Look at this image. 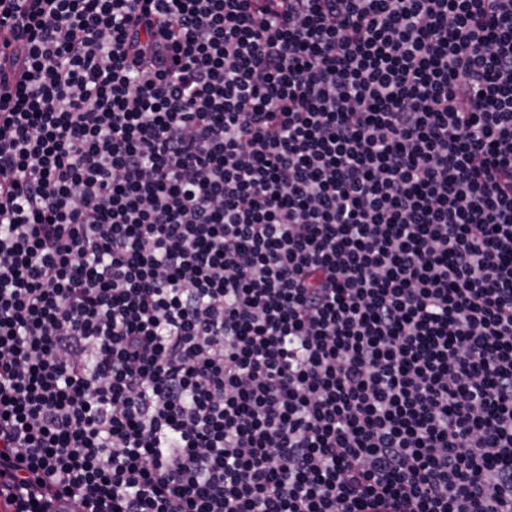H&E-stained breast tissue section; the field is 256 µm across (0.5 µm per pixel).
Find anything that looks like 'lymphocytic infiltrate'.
<instances>
[{"mask_svg": "<svg viewBox=\"0 0 512 512\" xmlns=\"http://www.w3.org/2000/svg\"><path fill=\"white\" fill-rule=\"evenodd\" d=\"M0 31V512H512V0Z\"/></svg>", "mask_w": 512, "mask_h": 512, "instance_id": "lymphocytic-infiltrate-1", "label": "lymphocytic infiltrate"}]
</instances>
